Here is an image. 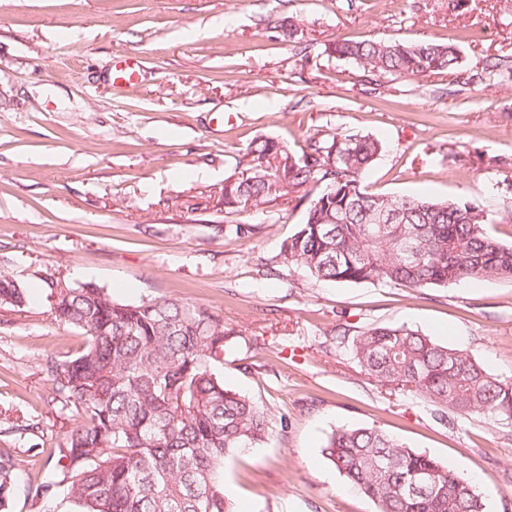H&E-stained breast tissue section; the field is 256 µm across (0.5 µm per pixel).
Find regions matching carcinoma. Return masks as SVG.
<instances>
[{
    "instance_id": "cac0c4a2",
    "label": "carcinoma",
    "mask_w": 512,
    "mask_h": 512,
    "mask_svg": "<svg viewBox=\"0 0 512 512\" xmlns=\"http://www.w3.org/2000/svg\"><path fill=\"white\" fill-rule=\"evenodd\" d=\"M333 51L379 75L424 76L456 68L451 44L341 40ZM381 152L367 137L329 135L296 154L272 138L250 144L246 175L224 183V208H259L281 193L312 197L305 222L278 257L317 280L442 287L463 279H512V246L486 231L478 204L372 194L362 175ZM288 166V183L280 180ZM394 217L376 224L379 216ZM54 320L87 336L75 357L46 360L63 408L81 422L59 444L63 478L31 487L51 503L57 488L85 512H233L224 458L267 439L270 411L224 386L214 372L226 339L224 317L178 299L125 303L91 283H47ZM24 292L0 272V304L21 306ZM379 383L420 397L447 414L512 423V385L464 350L405 325H371L348 345ZM323 452L379 512H485L482 496L458 471L375 426L342 427ZM15 463L0 460V507ZM426 474L431 486L411 489Z\"/></svg>"
}]
</instances>
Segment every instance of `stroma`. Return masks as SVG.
Instances as JSON below:
<instances>
[{"mask_svg":"<svg viewBox=\"0 0 512 512\" xmlns=\"http://www.w3.org/2000/svg\"><path fill=\"white\" fill-rule=\"evenodd\" d=\"M343 39L449 42L459 63L375 75L332 53ZM128 55L138 82L114 86ZM328 133L381 142L368 192L471 200L511 243L512 0H0V271L27 294L0 305V453L18 464L6 512H45L29 488L60 473L77 420L41 371L86 342L53 321L50 278L128 303L176 298L236 331L216 371L271 424L224 459L235 512H377L323 452L342 426L385 429L461 471L486 512H512V426L439 420L336 341L404 325L512 381V280L319 281L278 258L307 203L224 208L254 139L298 153Z\"/></svg>","mask_w":512,"mask_h":512,"instance_id":"stroma-1","label":"stroma"}]
</instances>
